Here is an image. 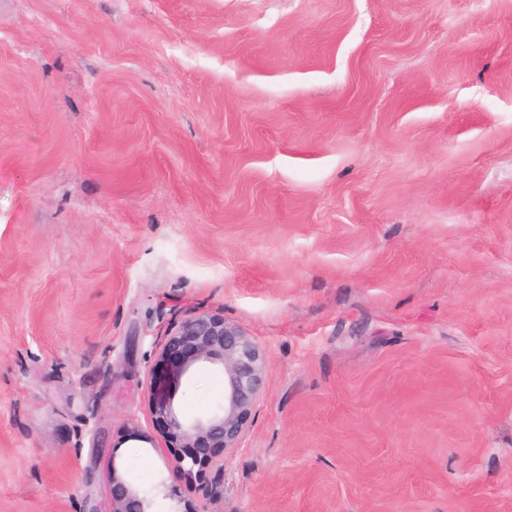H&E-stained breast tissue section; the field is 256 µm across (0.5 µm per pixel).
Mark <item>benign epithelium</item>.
<instances>
[{
    "instance_id": "1",
    "label": "benign epithelium",
    "mask_w": 512,
    "mask_h": 512,
    "mask_svg": "<svg viewBox=\"0 0 512 512\" xmlns=\"http://www.w3.org/2000/svg\"><path fill=\"white\" fill-rule=\"evenodd\" d=\"M159 360L182 377L205 364L224 376V398L216 406L187 414L170 391L157 398L151 415L164 421V446L174 466L194 482L224 472V453L241 446L252 414L265 393L269 359L259 344L224 316L201 313L184 320L161 345ZM111 512H202L189 499H173L163 479L145 488L126 478L115 460L106 463Z\"/></svg>"
}]
</instances>
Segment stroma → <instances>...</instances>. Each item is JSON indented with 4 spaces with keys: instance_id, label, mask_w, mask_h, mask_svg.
<instances>
[{
    "instance_id": "35a3bbf8",
    "label": "stroma",
    "mask_w": 512,
    "mask_h": 512,
    "mask_svg": "<svg viewBox=\"0 0 512 512\" xmlns=\"http://www.w3.org/2000/svg\"><path fill=\"white\" fill-rule=\"evenodd\" d=\"M265 395L155 452L197 313ZM512 512V0H0V512ZM159 360L172 363L177 376L209 365L224 376L222 403L186 414L170 391L157 398L151 415L164 421V448L174 466L190 482L207 473L224 472V453L239 448L249 430L252 414L265 393L269 359L259 344L218 314L201 313L184 320L161 345ZM180 448H183L180 450ZM106 475L112 496V510L109 512H207L189 499L175 500L162 478L148 488L126 478L119 472L114 458L106 463ZM167 500L171 503L167 504Z\"/></svg>"
}]
</instances>
